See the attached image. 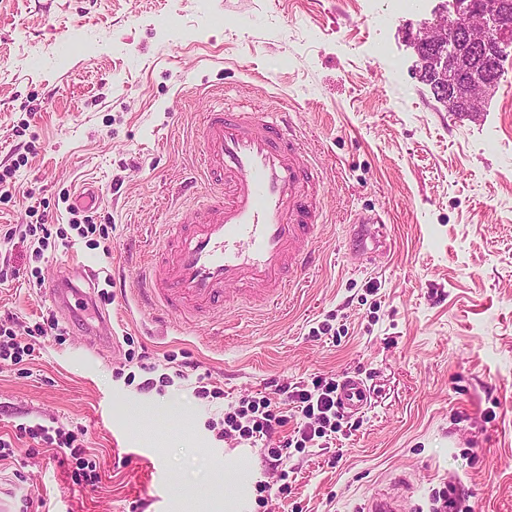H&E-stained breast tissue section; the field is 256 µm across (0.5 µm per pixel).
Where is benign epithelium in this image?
Listing matches in <instances>:
<instances>
[{"instance_id":"1","label":"benign epithelium","mask_w":512,"mask_h":512,"mask_svg":"<svg viewBox=\"0 0 512 512\" xmlns=\"http://www.w3.org/2000/svg\"><path fill=\"white\" fill-rule=\"evenodd\" d=\"M512 37V12L499 8L471 9L464 14V20L448 21L446 15H436L421 24L416 41L433 50H446L456 55L461 46L479 49L493 38L498 40Z\"/></svg>"}]
</instances>
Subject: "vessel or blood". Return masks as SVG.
Returning a JSON list of instances; mask_svg holds the SVG:
<instances>
[{
  "label": "vessel or blood",
  "instance_id": "1",
  "mask_svg": "<svg viewBox=\"0 0 512 512\" xmlns=\"http://www.w3.org/2000/svg\"><path fill=\"white\" fill-rule=\"evenodd\" d=\"M200 137L195 179L208 194L177 223L163 225L164 253L148 260L136 295L160 314L221 325L231 298L264 312L286 300L315 264L308 238L319 222L323 178L290 113L213 108L203 115ZM338 397L350 411L367 400L362 382L350 377ZM408 485L398 474L370 494L364 512H410Z\"/></svg>",
  "mask_w": 512,
  "mask_h": 512
}]
</instances>
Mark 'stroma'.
Instances as JSON below:
<instances>
[{"label": "stroma", "instance_id": "35a3bbf8", "mask_svg": "<svg viewBox=\"0 0 512 512\" xmlns=\"http://www.w3.org/2000/svg\"><path fill=\"white\" fill-rule=\"evenodd\" d=\"M443 0L378 26L394 0H0V314L35 348L0 363V435L57 424L95 454L98 482L70 485L63 457L22 439L0 462V497L50 512H358L372 488L413 475L415 512L453 484L472 512H512V44L477 112L454 113L420 77L414 38ZM292 113L324 177L320 261L288 305L217 331L138 305L158 252L149 231L200 162L194 133L218 102ZM24 136H16V128ZM108 237L72 230L84 187ZM51 243L10 237L36 216ZM386 244L366 254L365 220ZM100 275L78 309L45 301L40 279ZM60 335H35L47 318ZM110 321L115 344L96 334ZM146 350L159 372L187 361L162 393L127 383ZM210 374L223 398L193 393ZM352 377L367 403L310 448L288 447L292 493L263 463L264 439L216 441L229 404L281 379L311 388ZM238 469L224 480L226 464Z\"/></svg>", "mask_w": 512, "mask_h": 512}]
</instances>
